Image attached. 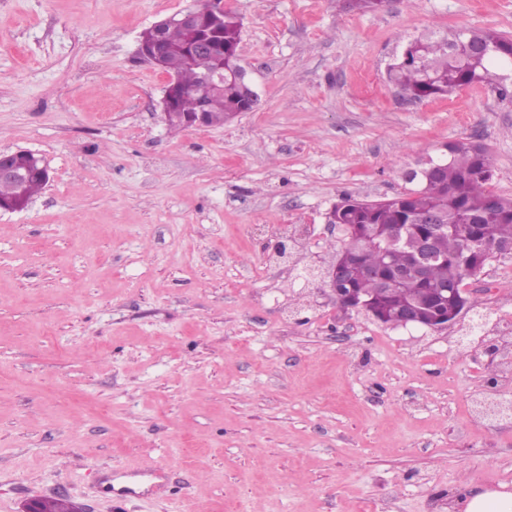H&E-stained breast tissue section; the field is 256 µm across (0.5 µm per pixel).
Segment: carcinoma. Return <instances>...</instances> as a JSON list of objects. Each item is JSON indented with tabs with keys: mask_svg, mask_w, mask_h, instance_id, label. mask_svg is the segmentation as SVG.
Segmentation results:
<instances>
[{
	"mask_svg": "<svg viewBox=\"0 0 512 512\" xmlns=\"http://www.w3.org/2000/svg\"><path fill=\"white\" fill-rule=\"evenodd\" d=\"M241 23L237 15L224 11V24L214 27L202 20L198 35L212 40L220 51L191 54V40L179 26L166 31L168 50L163 68L178 75L173 93L175 112L168 126L185 130V116L201 109L209 112L212 125L222 126L232 112L250 106L241 85L230 72L240 67L236 51ZM481 45L485 55L473 48ZM512 55V40L490 28L466 31H430L406 44L388 69V79L416 101L444 98L474 84H485L501 97H512V77L502 73L498 58ZM224 63V92L214 91L202 76ZM440 153L414 171L416 187L381 200L342 198L344 204L328 214L330 224H350L357 236L345 248L360 256L350 287L371 300L382 323L396 325L399 310L417 297L428 298L433 288L461 286L465 278L481 272L491 259L493 246L512 239V200L503 199L489 188L493 178L490 155L472 142L446 145ZM49 175L31 171L23 189L0 181V203L16 211L25 209L47 184ZM438 211L448 219L440 240L441 258L424 281L400 283L398 271L413 262L408 247L398 244L390 259L380 255V246L395 235L428 232L419 218Z\"/></svg>",
	"mask_w": 512,
	"mask_h": 512,
	"instance_id": "1",
	"label": "carcinoma"
}]
</instances>
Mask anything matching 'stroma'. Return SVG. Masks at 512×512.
I'll return each mask as SVG.
<instances>
[{
  "label": "stroma",
  "instance_id": "35a3bbf8",
  "mask_svg": "<svg viewBox=\"0 0 512 512\" xmlns=\"http://www.w3.org/2000/svg\"><path fill=\"white\" fill-rule=\"evenodd\" d=\"M209 0H0V152L49 181L0 210V512H448L512 487V256L443 331L394 327L305 285L344 195L404 191L442 145H484L512 199V101L486 86L411 101L386 71L427 29L512 39V0H223L256 107L161 120L140 34ZM299 243L289 261L269 244ZM480 315L489 322L457 338ZM159 466L160 488L104 484Z\"/></svg>",
  "mask_w": 512,
  "mask_h": 512
}]
</instances>
